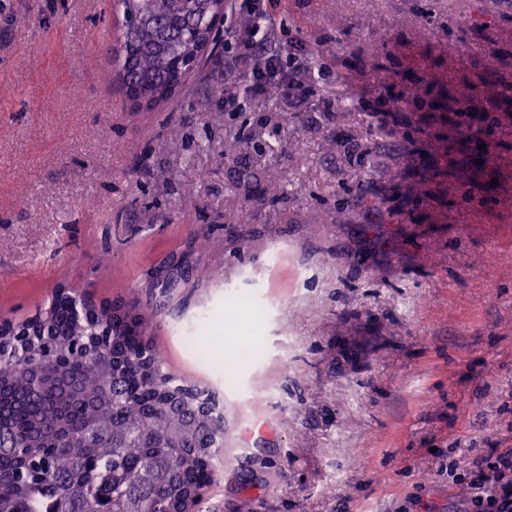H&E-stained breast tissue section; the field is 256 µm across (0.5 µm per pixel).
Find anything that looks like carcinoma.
Returning a JSON list of instances; mask_svg holds the SVG:
<instances>
[{
  "instance_id": "obj_1",
  "label": "carcinoma",
  "mask_w": 512,
  "mask_h": 512,
  "mask_svg": "<svg viewBox=\"0 0 512 512\" xmlns=\"http://www.w3.org/2000/svg\"><path fill=\"white\" fill-rule=\"evenodd\" d=\"M214 0H122L114 63L127 89L171 97L214 37ZM146 317L81 305L57 291L27 336L0 335V512H54L65 490L83 512L138 495L140 512H180L218 470L224 423L173 418L166 392L184 391L186 415L201 390L165 372L146 344ZM181 448L141 447L144 436ZM120 437L123 447H113Z\"/></svg>"
}]
</instances>
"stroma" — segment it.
<instances>
[{
	"label": "stroma",
	"mask_w": 512,
	"mask_h": 512,
	"mask_svg": "<svg viewBox=\"0 0 512 512\" xmlns=\"http://www.w3.org/2000/svg\"><path fill=\"white\" fill-rule=\"evenodd\" d=\"M276 2L314 95L251 96L224 36L137 110L113 0H0V319L151 313L224 407L193 512H466L449 461L512 448V7Z\"/></svg>",
	"instance_id": "35a3bbf8"
}]
</instances>
